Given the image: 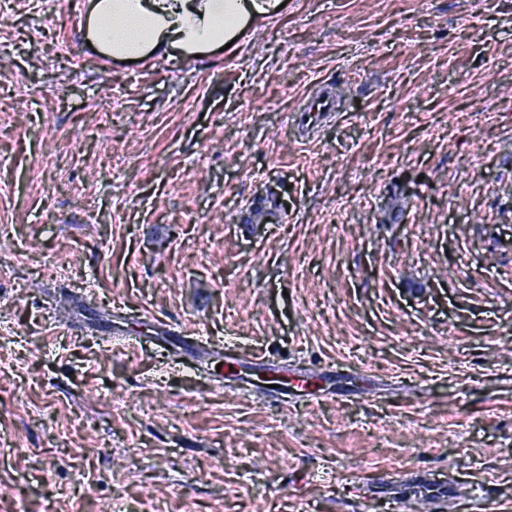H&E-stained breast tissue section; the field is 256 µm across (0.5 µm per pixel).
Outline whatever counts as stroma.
<instances>
[{"label":"stroma","instance_id":"1","mask_svg":"<svg viewBox=\"0 0 512 512\" xmlns=\"http://www.w3.org/2000/svg\"><path fill=\"white\" fill-rule=\"evenodd\" d=\"M284 3L122 64L70 0H0V512H417L374 493L410 472L512 512V0ZM152 315L313 394L222 389ZM338 109L334 85L325 80L317 82L313 90L300 98L291 114L295 141L302 144L313 142L318 129L336 119Z\"/></svg>","mask_w":512,"mask_h":512}]
</instances>
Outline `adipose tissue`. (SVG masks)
Returning <instances> with one entry per match:
<instances>
[{"mask_svg": "<svg viewBox=\"0 0 512 512\" xmlns=\"http://www.w3.org/2000/svg\"><path fill=\"white\" fill-rule=\"evenodd\" d=\"M281 0H89V53L116 61L191 59L217 51Z\"/></svg>", "mask_w": 512, "mask_h": 512, "instance_id": "obj_1", "label": "adipose tissue"}]
</instances>
